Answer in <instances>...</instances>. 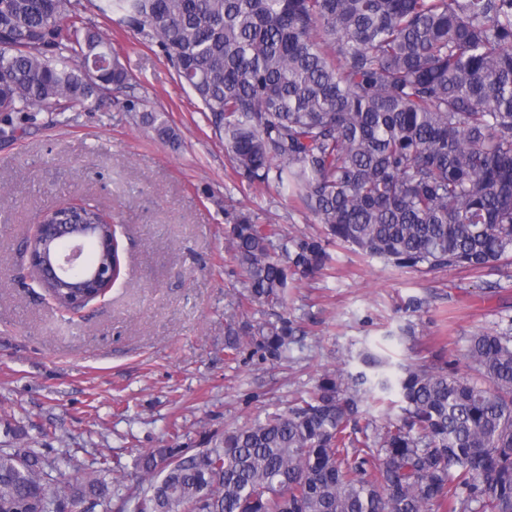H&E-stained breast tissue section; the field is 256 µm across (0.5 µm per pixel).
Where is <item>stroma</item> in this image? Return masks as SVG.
I'll return each mask as SVG.
<instances>
[{
	"label": "stroma",
	"instance_id": "35a3bbf8",
	"mask_svg": "<svg viewBox=\"0 0 512 512\" xmlns=\"http://www.w3.org/2000/svg\"><path fill=\"white\" fill-rule=\"evenodd\" d=\"M81 16L128 61L171 145L112 92L96 111L41 113L0 138V445L51 449L65 478L120 459L110 512H131L135 463L161 448H202L225 431L287 411L323 374L365 371V355L399 365L438 356L472 376L470 337L512 316V265L396 268L333 243L315 276L290 282L284 308L298 329L287 363L252 349L224 354L243 285L224 227L239 212L294 236L319 234L313 215L234 176L224 144L159 48L102 16ZM98 204L118 224L120 276L71 315L45 299L24 254L57 203ZM419 311H409L412 301Z\"/></svg>",
	"mask_w": 512,
	"mask_h": 512
}]
</instances>
